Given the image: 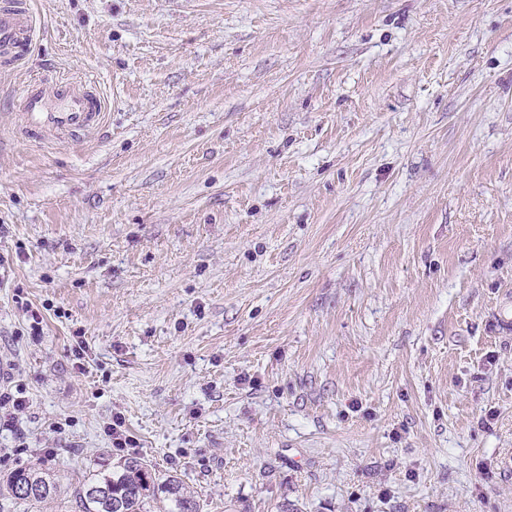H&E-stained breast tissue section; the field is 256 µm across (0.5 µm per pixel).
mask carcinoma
I'll return each mask as SVG.
<instances>
[{"instance_id":"1","label":"carcinoma","mask_w":512,"mask_h":512,"mask_svg":"<svg viewBox=\"0 0 512 512\" xmlns=\"http://www.w3.org/2000/svg\"><path fill=\"white\" fill-rule=\"evenodd\" d=\"M7 489L10 501L0 504V512H10L18 503L42 502L57 493V484L34 468H24L10 473ZM161 495L172 505L169 512H201L197 496L180 478H156L136 457L90 474L74 491L79 512H151L150 500Z\"/></svg>"}]
</instances>
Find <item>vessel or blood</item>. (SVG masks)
I'll return each mask as SVG.
<instances>
[{
  "mask_svg": "<svg viewBox=\"0 0 512 512\" xmlns=\"http://www.w3.org/2000/svg\"><path fill=\"white\" fill-rule=\"evenodd\" d=\"M35 34L28 0L0 6V68L12 70L26 58ZM19 131L53 144L100 127L105 107L92 80L71 77L32 78L22 86L14 106Z\"/></svg>",
  "mask_w": 512,
  "mask_h": 512,
  "instance_id": "b4317fda",
  "label": "vessel or blood"
}]
</instances>
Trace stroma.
Instances as JSON below:
<instances>
[{
    "label": "stroma",
    "instance_id": "stroma-1",
    "mask_svg": "<svg viewBox=\"0 0 512 512\" xmlns=\"http://www.w3.org/2000/svg\"><path fill=\"white\" fill-rule=\"evenodd\" d=\"M0 72V479L512 512V0H30ZM103 126L24 139L29 78ZM121 415L135 448L105 432ZM24 409L25 403L23 400L15 397L10 392L0 390V423L3 416L4 424L12 426L15 417Z\"/></svg>",
    "mask_w": 512,
    "mask_h": 512
}]
</instances>
